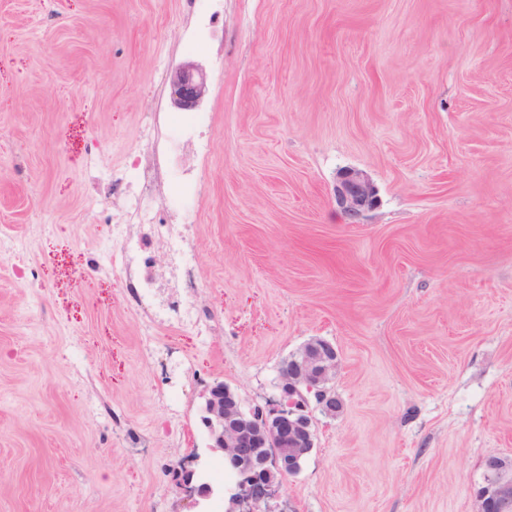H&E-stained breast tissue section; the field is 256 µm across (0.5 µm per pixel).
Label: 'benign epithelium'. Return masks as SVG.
<instances>
[{"label": "benign epithelium", "mask_w": 512, "mask_h": 512, "mask_svg": "<svg viewBox=\"0 0 512 512\" xmlns=\"http://www.w3.org/2000/svg\"><path fill=\"white\" fill-rule=\"evenodd\" d=\"M172 104L190 111L198 106L207 92V78L193 62H184L167 77ZM338 207L351 217L374 209L379 198L369 178L360 170L339 173L334 187ZM339 357L336 348L323 339L308 341L301 351L279 371L276 394L247 412L238 409L237 393L222 382L214 383L201 416L212 448L224 450V462L237 473L229 512H262L261 504L279 498L284 479L301 470V460L315 448V419L307 394H314L316 405L334 413L338 408L328 383L336 374ZM260 437L274 454L258 459L251 440ZM193 460H179L178 490L184 499L197 502L211 490L193 479ZM481 512H504L512 500V483L485 479L476 490Z\"/></svg>", "instance_id": "1"}]
</instances>
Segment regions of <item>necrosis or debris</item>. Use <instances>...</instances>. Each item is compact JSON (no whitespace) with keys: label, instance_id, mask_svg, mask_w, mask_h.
Returning a JSON list of instances; mask_svg holds the SVG:
<instances>
[{"label":"necrosis or debris","instance_id":"4bbe7bcc","mask_svg":"<svg viewBox=\"0 0 512 512\" xmlns=\"http://www.w3.org/2000/svg\"><path fill=\"white\" fill-rule=\"evenodd\" d=\"M207 122L206 113L187 112L172 123L163 162L171 185L168 197L154 202L145 199L148 171L136 164L113 186L114 191L128 193L130 199L125 222L112 227V248L121 258L122 270L136 278L142 296L158 301L157 315L162 319L197 313L194 270L187 257L189 240L176 219L189 214L203 193L201 181L182 158L194 144V130ZM161 239L172 256L165 266L158 265L154 255L155 244Z\"/></svg>","mask_w":512,"mask_h":512}]
</instances>
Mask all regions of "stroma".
I'll list each match as a JSON object with an SVG mask.
<instances>
[{"instance_id": "stroma-1", "label": "stroma", "mask_w": 512, "mask_h": 512, "mask_svg": "<svg viewBox=\"0 0 512 512\" xmlns=\"http://www.w3.org/2000/svg\"><path fill=\"white\" fill-rule=\"evenodd\" d=\"M202 6L0 0V512H227L208 391L264 404L313 338L340 407L271 512H478L512 458V0ZM184 61L209 84L200 314L160 324L100 260ZM346 168L380 199L355 221ZM334 196L338 207L350 217H359L379 203L375 186L357 169H346L339 173ZM192 463L193 460L189 456H185L179 460L177 466V470L180 475L178 480V490L183 496V499L197 503L199 499L207 498L211 493V489H206L194 481V470L191 467Z\"/></svg>"}]
</instances>
